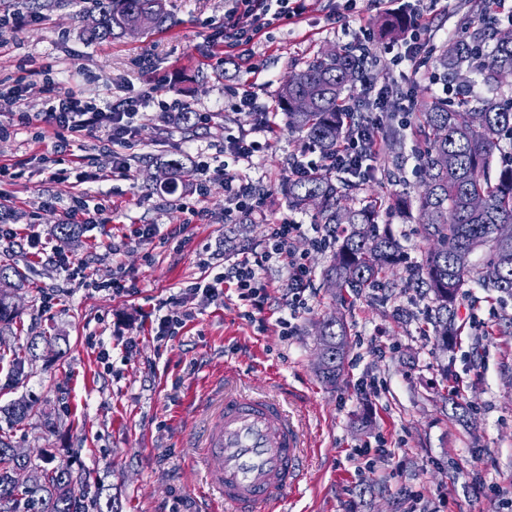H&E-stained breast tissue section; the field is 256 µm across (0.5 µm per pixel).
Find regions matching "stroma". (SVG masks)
Returning <instances> with one entry per match:
<instances>
[{
  "instance_id": "obj_1",
  "label": "stroma",
  "mask_w": 512,
  "mask_h": 512,
  "mask_svg": "<svg viewBox=\"0 0 512 512\" xmlns=\"http://www.w3.org/2000/svg\"><path fill=\"white\" fill-rule=\"evenodd\" d=\"M232 0H166V29L102 43L84 36L91 0H0V12L24 17L0 48V83L21 84L31 111L45 108L46 64L64 87L103 101L139 96L151 77L165 79L178 98L213 113L198 129L155 107L136 118V156L129 179L77 184L51 180L41 161L56 140L43 122L19 125L0 108V187L19 200L11 216L18 241L0 247V264L18 266L26 286L15 298L19 316L0 331V404L36 408L22 425L0 422L14 447L89 476L120 512H200L206 416L201 410L236 369L247 391L279 394L305 436L306 478L283 512H512V297L477 283L458 298L461 336L441 347L430 322L431 298L412 273L430 244L416 212H380L377 230H390L402 259L375 290L334 298L324 283L330 251L313 247V211L288 206L294 161H318L283 116L264 127L258 116L228 108L231 87L272 107L292 71L319 52L368 44L369 75L393 86L379 113L380 129L399 127L379 161L356 178L353 206L370 194L416 198L422 191L415 127L420 112L443 95L435 60L460 32L483 33L479 0H362L348 13L344 0H310L299 18L276 24L246 45V61L227 77L211 57L208 38L224 27ZM406 12L420 20L428 44L415 62L396 64L382 21ZM262 142L243 173L265 193L261 210L230 211L224 179L225 136ZM205 152L202 171L196 152ZM182 160L185 180L175 193L152 182L157 163ZM205 185V198L195 189ZM53 195L57 204L41 205ZM103 208V223L78 240L59 239L55 227L78 195ZM200 202L203 216L187 206ZM303 224L294 247L311 272L308 307L291 335L279 333L285 273L271 270L268 301L247 317L231 290H180L207 276L206 260L235 261L225 242L259 246L266 224L282 217ZM157 225L149 241L143 225ZM37 231L47 248L78 266L68 276L25 243ZM123 241L120 254L110 243ZM130 292L113 295L112 278ZM181 317L176 335L153 340L151 323ZM338 316L348 326L345 371L336 386L316 373L318 326ZM56 335L62 357L39 348L25 376L13 361L36 336Z\"/></svg>"
}]
</instances>
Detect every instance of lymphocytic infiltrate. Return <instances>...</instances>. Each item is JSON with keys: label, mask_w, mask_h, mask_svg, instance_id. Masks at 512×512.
I'll return each instance as SVG.
<instances>
[{"label": "lymphocytic infiltrate", "mask_w": 512, "mask_h": 512, "mask_svg": "<svg viewBox=\"0 0 512 512\" xmlns=\"http://www.w3.org/2000/svg\"><path fill=\"white\" fill-rule=\"evenodd\" d=\"M237 11L251 18V28L239 27L235 15L224 17V39L214 42L216 51H223L228 43H251L264 29L278 22L291 20L307 9V0H234ZM390 86L372 79L362 83L356 93L357 99L370 103V114L361 116L358 131L348 137L337 148L333 164L337 171L349 173L362 170L365 161L377 158L382 150L378 126L372 117L374 111L383 109ZM49 102L45 112L40 113L41 121L52 124L57 129L54 153L66 151L71 138L81 133L105 132L116 146L112 155L111 174L128 178L131 165L125 156L126 148L132 147L136 137L135 118L143 103H152L162 112L189 111L188 103L168 97L163 83L151 84L140 97L122 98L103 103L96 98L85 96L71 89L50 85ZM302 227L293 220L283 218L267 225L265 246L262 252H243L240 259L225 265L222 272L215 274L207 283L194 282L186 286V293L201 290L216 293L224 287L234 288L241 301L252 309L263 310L267 300L268 269L277 267L285 271L283 301L291 313L306 309L308 301L305 292L310 282V271L302 254L295 251L293 243L300 236Z\"/></svg>", "instance_id": "obj_1"}]
</instances>
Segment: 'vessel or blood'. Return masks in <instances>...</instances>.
Wrapping results in <instances>:
<instances>
[{
  "label": "vessel or blood",
  "instance_id": "1",
  "mask_svg": "<svg viewBox=\"0 0 512 512\" xmlns=\"http://www.w3.org/2000/svg\"><path fill=\"white\" fill-rule=\"evenodd\" d=\"M203 463L214 504L232 512H277L305 477L300 427L279 397L246 395L225 383Z\"/></svg>",
  "mask_w": 512,
  "mask_h": 512
}]
</instances>
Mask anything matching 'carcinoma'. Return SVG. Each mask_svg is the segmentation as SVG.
Returning a JSON list of instances; mask_svg holds the SVG:
<instances>
[{
  "mask_svg": "<svg viewBox=\"0 0 512 512\" xmlns=\"http://www.w3.org/2000/svg\"><path fill=\"white\" fill-rule=\"evenodd\" d=\"M93 2L98 24L85 30L91 42L121 38L132 22L144 33L161 29L168 21L164 0ZM482 49V39L475 35L449 41L437 58L441 78H458L467 70L478 72L487 85L499 84L501 73L512 71V40L498 32L491 51L485 54ZM366 64V57L350 48H337L330 57L318 54L292 72L279 93L277 109L285 116L288 129L325 157L336 155V148L350 135L356 108L347 92ZM303 96L310 99V108L297 111L294 102ZM417 134L426 143L421 155L426 188L416 197V211L426 239L432 242L420 276L432 294L431 320L437 342L446 347L464 331L457 321L456 301L468 282L490 285L512 297V239L499 235L500 225H512V162L491 172L496 155L503 151V139L512 137V98L477 97L456 105L439 99L421 113ZM181 168L175 159L161 166L172 191ZM351 187L350 181L336 177V170L324 166L288 180V206L302 211L309 196L321 197L317 223L340 229L325 280L332 287L359 293L379 287L398 262V241L389 233H374L373 227L381 208L402 201L375 197L361 206L342 208L340 202ZM473 196L484 197L485 207L472 209L469 200ZM479 248L486 249V256L481 265L473 266L470 256ZM23 286L19 270L0 265V326L17 318L11 290ZM319 345L324 351L319 375L334 384L345 369L344 322L325 320L319 329ZM33 412L34 404L15 401L0 406V420L18 426ZM10 448L11 441L0 434V512H118L112 497L103 495L101 488L93 498L83 500L84 493L75 492L74 484L84 486L87 480L74 479L67 466L48 467L46 458L39 480L17 486L15 474L33 467V462L29 456L12 454Z\"/></svg>",
  "mask_w": 512,
  "mask_h": 512,
  "instance_id": "1",
  "label": "carcinoma"
}]
</instances>
